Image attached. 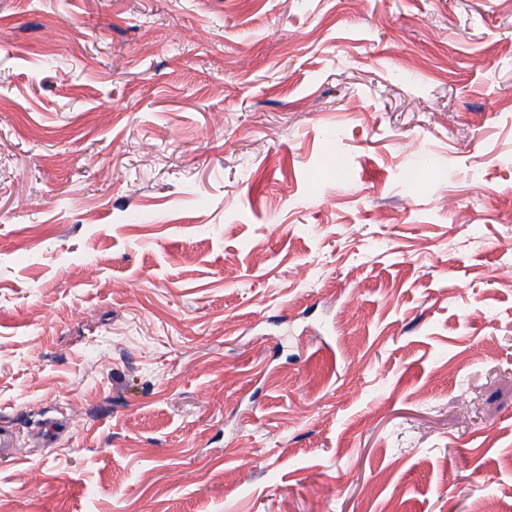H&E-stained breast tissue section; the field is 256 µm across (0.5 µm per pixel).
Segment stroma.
I'll return each instance as SVG.
<instances>
[{"label":"stroma","instance_id":"obj_1","mask_svg":"<svg viewBox=\"0 0 512 512\" xmlns=\"http://www.w3.org/2000/svg\"><path fill=\"white\" fill-rule=\"evenodd\" d=\"M0 428V512L512 502V0H0Z\"/></svg>","mask_w":512,"mask_h":512}]
</instances>
